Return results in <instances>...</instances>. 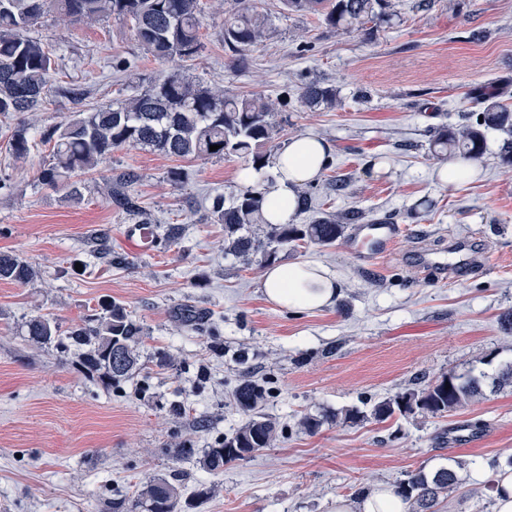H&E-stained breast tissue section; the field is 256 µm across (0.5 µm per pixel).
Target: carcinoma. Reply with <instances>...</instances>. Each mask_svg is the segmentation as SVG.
<instances>
[{"mask_svg": "<svg viewBox=\"0 0 512 512\" xmlns=\"http://www.w3.org/2000/svg\"><path fill=\"white\" fill-rule=\"evenodd\" d=\"M287 12H318L333 28L364 30L367 24L391 20L390 0H281ZM54 12L72 22L114 17L131 24L139 45L154 59L193 61L202 49L198 0H0V118L8 153L17 160L31 154L28 127L8 121L19 114L36 112L47 102L49 78L55 69L53 54L30 30ZM268 17L245 0L243 6L224 15V45L232 63L243 66L248 52L267 35ZM507 88L484 98L479 115L483 122L440 130L429 143L432 155L453 153L478 159L485 151V131L499 130L509 138L501 147L502 159L512 167V112L501 98ZM301 102L310 107L336 105L331 87L311 83L302 88ZM276 103L268 97L228 95L219 88L171 74L116 106L103 105L89 112H71L53 128L43 132L42 142L52 145L53 162L41 170L43 184L81 196L76 177L85 175L125 147L149 148L178 158H222L230 154L252 155L248 169L250 184L241 188L229 205L224 195L213 200L207 219L224 225V252L242 261L268 263L284 246L315 244L333 246L345 235L344 216L319 218L308 224H269L262 213L264 168L270 157L265 146L276 132ZM219 149L212 151L210 146ZM137 180L130 172L109 186L111 202L139 224H149L145 210L129 187ZM254 224L265 226L263 235L250 233ZM33 268L11 255L0 254V280L24 284ZM101 312L87 316L60 334L59 325L47 316L26 323V335L38 345H52L66 354H78L83 374L98 379L106 390L137 376L142 370L137 345L142 327L117 301L100 304ZM484 375L472 372L446 374L421 389L398 393L377 405L371 416L384 422L394 414L418 412L437 416L466 405L481 393ZM237 406L249 414L247 421L211 448L199 450L184 442L171 450L177 461L196 459L206 470L224 472L231 462L243 460L276 441L275 423L260 411L262 386L243 381L234 393ZM334 418L355 423L365 418L358 409H346L332 417L307 416L303 426L314 432ZM460 484L453 466L440 467L427 475L420 471L395 486V493L408 504L409 512H436L440 495ZM112 512H186L178 488L165 478L149 481L139 492L112 499Z\"/></svg>", "mask_w": 512, "mask_h": 512, "instance_id": "carcinoma-1", "label": "carcinoma"}]
</instances>
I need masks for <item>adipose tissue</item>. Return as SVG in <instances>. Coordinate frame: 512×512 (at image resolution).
Segmentation results:
<instances>
[{
  "label": "adipose tissue",
  "instance_id": "adipose-tissue-1",
  "mask_svg": "<svg viewBox=\"0 0 512 512\" xmlns=\"http://www.w3.org/2000/svg\"><path fill=\"white\" fill-rule=\"evenodd\" d=\"M331 158L330 144L315 136L302 135L286 141L273 161L275 179L265 189L266 221L294 222L300 189L315 182ZM261 288L271 303L302 311L333 305L341 291L328 268L310 261L270 266L262 277Z\"/></svg>",
  "mask_w": 512,
  "mask_h": 512
}]
</instances>
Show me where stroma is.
I'll list each match as a JSON object with an SVG mask.
<instances>
[{"instance_id": "35a3bbf8", "label": "stroma", "mask_w": 512, "mask_h": 512, "mask_svg": "<svg viewBox=\"0 0 512 512\" xmlns=\"http://www.w3.org/2000/svg\"><path fill=\"white\" fill-rule=\"evenodd\" d=\"M419 2L392 0L391 24L349 32L318 14L284 13L279 0H256L271 34L239 69L222 37L235 0H199L203 48L189 62L153 59L130 25L111 17L74 23L53 15L32 29L56 70L48 103L23 116L36 141L30 158L14 160L0 140V178L10 184L0 191V253L36 271L25 284L0 281V512H110L114 494L175 473L187 512H332L336 498L394 487L452 459L465 464L462 483L440 512H492L490 464L512 456V386L494 384L512 363V168L502 165V135L491 130L480 173L450 187L428 143L439 128L477 113L490 85L512 87V0ZM173 73L270 97L279 142L306 134L328 142L332 159L305 186L312 203L298 223L351 210L366 224L385 219L404 228L393 253L369 269L345 238L280 249L278 263L319 262L341 286L334 305L297 313L266 299L263 266L225 254L223 225L201 221L214 195L242 187L248 158L183 160L126 147L82 176L79 200L38 182L49 153L43 131ZM310 82L334 88L336 107L301 103ZM71 88L81 90L80 101L68 96ZM177 168L185 179L176 187L168 173ZM127 171L137 174L131 191L152 221L149 252L127 249L130 219L108 197ZM336 179L344 190L332 188ZM172 227L180 233L174 244ZM102 241L124 265L99 258ZM455 241L483 255V270L446 282L414 271L417 252ZM105 300L125 305L143 328L144 370L110 392L75 356L25 336L32 316L52 315L65 329ZM188 305L206 314L204 332L180 324ZM163 353L173 366H155ZM469 370L485 373L482 395L447 417L380 423L370 415L414 383ZM245 379L266 392L274 446L220 474L193 460L172 462L168 447L207 448L246 421L233 400ZM175 401L182 415H172ZM352 407L363 420L313 433L299 425L304 415ZM201 487L211 494L199 501Z\"/></svg>"}]
</instances>
